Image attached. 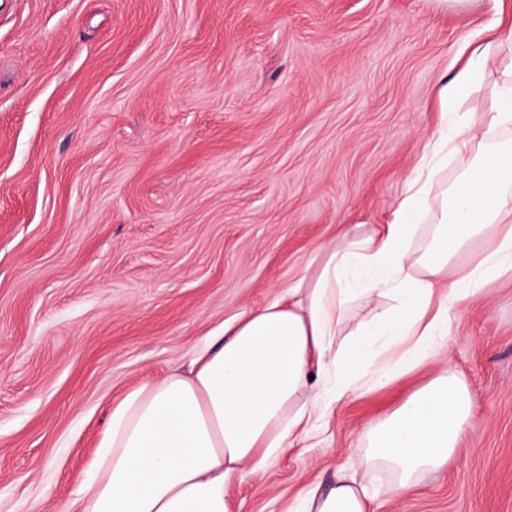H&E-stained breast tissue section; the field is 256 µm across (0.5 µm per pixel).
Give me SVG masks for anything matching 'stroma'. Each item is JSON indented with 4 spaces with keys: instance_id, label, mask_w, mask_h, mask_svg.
Masks as SVG:
<instances>
[{
    "instance_id": "1",
    "label": "stroma",
    "mask_w": 512,
    "mask_h": 512,
    "mask_svg": "<svg viewBox=\"0 0 512 512\" xmlns=\"http://www.w3.org/2000/svg\"><path fill=\"white\" fill-rule=\"evenodd\" d=\"M512 0H0V512H64L113 406L387 223L438 89ZM473 417L406 495L362 430L443 373ZM353 467L372 512H512V274L432 358L334 404L232 512Z\"/></svg>"
}]
</instances>
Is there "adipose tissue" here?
Listing matches in <instances>:
<instances>
[{
    "label": "adipose tissue",
    "mask_w": 512,
    "mask_h": 512,
    "mask_svg": "<svg viewBox=\"0 0 512 512\" xmlns=\"http://www.w3.org/2000/svg\"><path fill=\"white\" fill-rule=\"evenodd\" d=\"M505 43L512 45V27L477 46L440 89L438 138L390 224L343 236L322 252L312 276L226 322L187 365L124 394L76 493L77 512H231L229 489L243 466L264 469L333 403L385 384L386 350L400 348L401 366L419 365L438 348L457 303L512 271V140L491 136L512 128V61L502 64L486 134L456 110ZM464 154L474 160L448 201L430 203L449 156ZM427 214L432 234L414 247ZM477 238L488 248L458 267L456 256ZM374 296L390 307L359 314L357 302ZM471 418L466 383L445 373L361 438L369 460L390 466L389 491L400 496L447 465ZM371 501L355 471L344 470L327 494L310 493L307 512H370Z\"/></svg>",
    "instance_id": "obj_1"
}]
</instances>
